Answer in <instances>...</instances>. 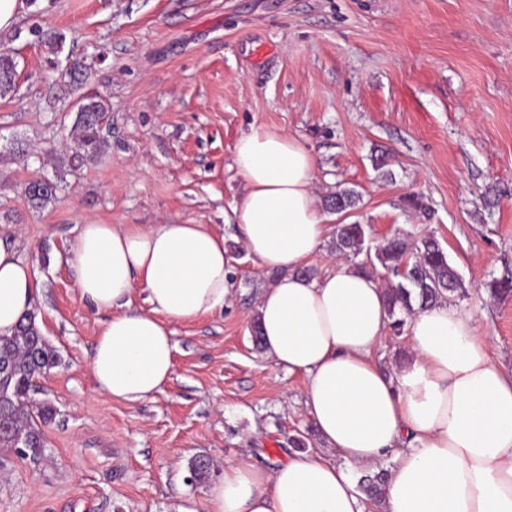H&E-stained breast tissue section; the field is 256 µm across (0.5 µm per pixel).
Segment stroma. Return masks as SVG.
<instances>
[{
  "mask_svg": "<svg viewBox=\"0 0 512 512\" xmlns=\"http://www.w3.org/2000/svg\"><path fill=\"white\" fill-rule=\"evenodd\" d=\"M0 44L19 73L0 97V242L36 263V322L61 358L35 381L55 408L44 460L0 449V512H177L203 502L225 461L272 464L310 428L306 377L250 332L275 278L233 224L234 147L254 127L311 149L317 197L359 193L328 225L364 224L373 246L434 234L463 282L452 305L512 370V297L487 287L512 272V0H24ZM70 59L88 68L78 91L60 76ZM84 92L109 105L108 145L77 162ZM37 177L58 191L36 211L22 186ZM175 223L223 234L230 293L173 323V371L154 399H112L89 370L108 316L79 300L70 245L83 224ZM198 455L212 461L205 482L190 479Z\"/></svg>",
  "mask_w": 512,
  "mask_h": 512,
  "instance_id": "1",
  "label": "stroma"
}]
</instances>
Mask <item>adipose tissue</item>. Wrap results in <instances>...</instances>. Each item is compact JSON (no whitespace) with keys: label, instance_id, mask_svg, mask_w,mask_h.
Here are the masks:
<instances>
[{"label":"adipose tissue","instance_id":"obj_1","mask_svg":"<svg viewBox=\"0 0 512 512\" xmlns=\"http://www.w3.org/2000/svg\"><path fill=\"white\" fill-rule=\"evenodd\" d=\"M234 159L242 243L279 273L257 305L263 347L276 367L308 378L305 409L333 456L226 462L202 510L178 512H364L351 472L388 459L383 512H512V372L491 357L488 337L440 302L410 318L408 355L383 370L375 350L390 316L379 281L344 261L313 279L301 274L327 233L312 151L256 127L237 140ZM70 253L80 299L109 315L93 380L115 400L152 398L172 373L171 323L224 307L223 237L203 224H85ZM138 288L149 311L132 307ZM36 291L34 265L0 245V335L33 310Z\"/></svg>","mask_w":512,"mask_h":512}]
</instances>
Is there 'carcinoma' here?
Instances as JSON below:
<instances>
[{
	"label": "carcinoma",
	"mask_w": 512,
	"mask_h": 512,
	"mask_svg": "<svg viewBox=\"0 0 512 512\" xmlns=\"http://www.w3.org/2000/svg\"><path fill=\"white\" fill-rule=\"evenodd\" d=\"M17 63L15 52L7 46L0 47V97L15 88ZM109 106L97 94L82 96L81 109L74 121L77 130L76 157H95L106 148L101 135L100 121ZM24 195L29 205L42 209L57 199V184L48 178L27 182ZM359 194L350 188H342L325 198L328 209L346 213L356 206ZM366 228L363 224L342 222L336 225L333 249L347 257L366 254V260L358 268L364 272L377 260L393 277L385 289L389 315L398 311L413 315L432 305L449 300L462 288L456 269L448 261V254L438 240L428 235L418 240L394 235L375 249L365 246ZM374 251L369 255L368 251ZM488 288L500 298L512 296V274L492 279ZM0 359L10 362L11 380L0 382V448L33 464L44 457L47 442L45 428L51 423L54 408L47 402L30 397L33 379L43 376L60 364L55 347L42 334L36 323V314H25L15 326L12 335L0 337ZM387 471L363 476L359 489L375 507L383 501Z\"/></svg>",
	"instance_id": "obj_1"
}]
</instances>
